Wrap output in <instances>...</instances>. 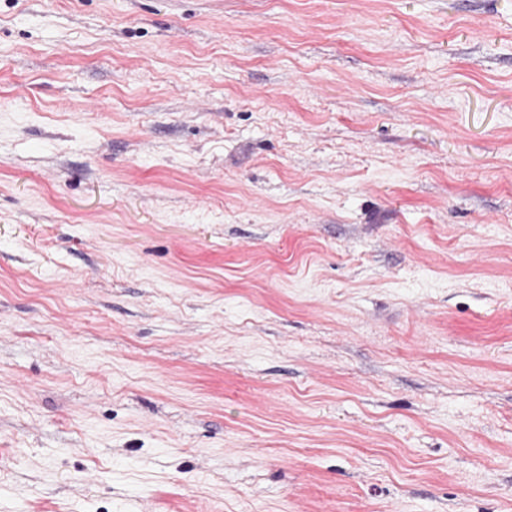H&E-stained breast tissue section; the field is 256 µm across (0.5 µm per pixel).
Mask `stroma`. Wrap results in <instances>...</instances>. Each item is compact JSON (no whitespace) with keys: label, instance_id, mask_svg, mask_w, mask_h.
<instances>
[{"label":"stroma","instance_id":"stroma-1","mask_svg":"<svg viewBox=\"0 0 512 512\" xmlns=\"http://www.w3.org/2000/svg\"><path fill=\"white\" fill-rule=\"evenodd\" d=\"M0 512H512V0H0Z\"/></svg>","mask_w":512,"mask_h":512}]
</instances>
